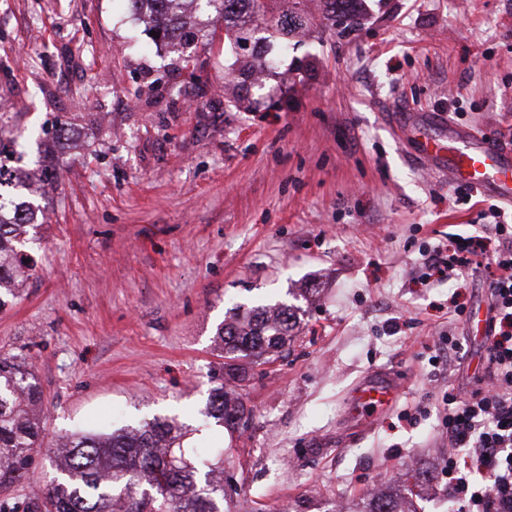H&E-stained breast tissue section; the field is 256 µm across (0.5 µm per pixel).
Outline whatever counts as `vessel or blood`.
Returning <instances> with one entry per match:
<instances>
[{"mask_svg": "<svg viewBox=\"0 0 512 512\" xmlns=\"http://www.w3.org/2000/svg\"><path fill=\"white\" fill-rule=\"evenodd\" d=\"M419 147L422 156L433 160L454 184L512 203V149L466 130L456 131L450 142L421 137ZM397 397L392 379L369 378L354 389L351 411L356 416L377 415L387 411Z\"/></svg>", "mask_w": 512, "mask_h": 512, "instance_id": "1", "label": "vessel or blood"}]
</instances>
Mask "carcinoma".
<instances>
[{
  "mask_svg": "<svg viewBox=\"0 0 512 512\" xmlns=\"http://www.w3.org/2000/svg\"><path fill=\"white\" fill-rule=\"evenodd\" d=\"M224 24L249 13L276 24L287 36L306 24L307 0H290L288 17L277 14L279 0H203ZM325 26L351 28L364 16V0H321ZM137 13L162 24L170 43L201 25L198 16L179 10L182 0H130ZM0 141V294L16 296L29 264L25 249L36 241L40 208L23 195L27 173ZM298 307L252 306L224 320L216 342L224 358L270 362L293 337ZM242 402L219 384L211 389L202 426H239ZM44 397L35 369L18 355L0 354V488L33 474L31 452L45 449L54 476L27 496L22 512H220L224 501V449L200 455L188 438L192 428L176 416H155L116 430L80 429L45 440ZM368 512H410L401 498L377 495Z\"/></svg>",
  "mask_w": 512,
  "mask_h": 512,
  "instance_id": "cac0c4a2",
  "label": "carcinoma"
}]
</instances>
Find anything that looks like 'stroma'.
Here are the masks:
<instances>
[{
    "instance_id": "stroma-1",
    "label": "stroma",
    "mask_w": 512,
    "mask_h": 512,
    "mask_svg": "<svg viewBox=\"0 0 512 512\" xmlns=\"http://www.w3.org/2000/svg\"><path fill=\"white\" fill-rule=\"evenodd\" d=\"M365 8L344 36L217 21L183 48L127 0H0V138L47 217L0 353L34 365L49 435L192 414L233 308L296 302L288 346L238 384L247 427L192 437L224 450V512H366L403 485L416 512H455L441 400L470 392L483 341L448 309L486 316L489 291L422 280L421 254L480 231L492 199L459 201L399 123L512 148V0ZM450 333L465 360H435ZM373 374L401 398L348 420Z\"/></svg>"
}]
</instances>
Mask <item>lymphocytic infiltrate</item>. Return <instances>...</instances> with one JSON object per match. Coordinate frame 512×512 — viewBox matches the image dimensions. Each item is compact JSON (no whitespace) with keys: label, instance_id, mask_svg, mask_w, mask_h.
<instances>
[{"label":"lymphocytic infiltrate","instance_id":"1","mask_svg":"<svg viewBox=\"0 0 512 512\" xmlns=\"http://www.w3.org/2000/svg\"><path fill=\"white\" fill-rule=\"evenodd\" d=\"M482 233L449 237L424 254L423 279L477 272L489 291L488 340L481 386L469 396L449 389L442 470L458 512H512V224L490 205Z\"/></svg>","mask_w":512,"mask_h":512}]
</instances>
